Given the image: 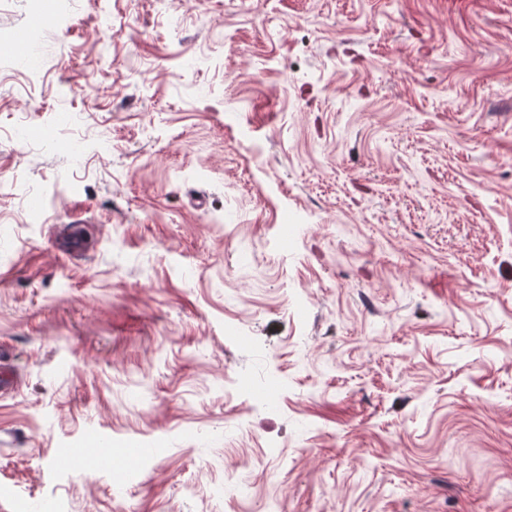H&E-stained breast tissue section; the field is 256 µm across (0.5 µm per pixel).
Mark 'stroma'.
<instances>
[{
  "mask_svg": "<svg viewBox=\"0 0 512 512\" xmlns=\"http://www.w3.org/2000/svg\"><path fill=\"white\" fill-rule=\"evenodd\" d=\"M40 2L0 512H512V0Z\"/></svg>",
  "mask_w": 512,
  "mask_h": 512,
  "instance_id": "1",
  "label": "stroma"
}]
</instances>
